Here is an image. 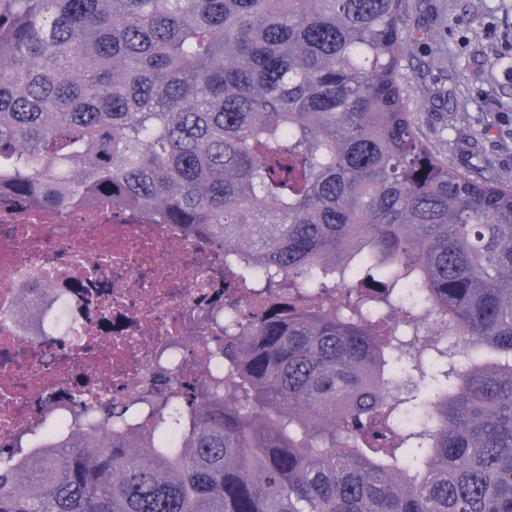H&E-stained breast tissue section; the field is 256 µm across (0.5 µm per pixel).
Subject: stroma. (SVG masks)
<instances>
[{
    "label": "stroma",
    "instance_id": "35a3bbf8",
    "mask_svg": "<svg viewBox=\"0 0 512 512\" xmlns=\"http://www.w3.org/2000/svg\"><path fill=\"white\" fill-rule=\"evenodd\" d=\"M408 109L442 158L512 182V0H409Z\"/></svg>",
    "mask_w": 512,
    "mask_h": 512
}]
</instances>
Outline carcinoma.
Returning <instances> with one entry per match:
<instances>
[{"instance_id": "carcinoma-1", "label": "carcinoma", "mask_w": 512, "mask_h": 512, "mask_svg": "<svg viewBox=\"0 0 512 512\" xmlns=\"http://www.w3.org/2000/svg\"><path fill=\"white\" fill-rule=\"evenodd\" d=\"M409 0H0V191L224 245L223 371L0 460V512H512V184L407 106ZM448 325L419 344L416 312Z\"/></svg>"}]
</instances>
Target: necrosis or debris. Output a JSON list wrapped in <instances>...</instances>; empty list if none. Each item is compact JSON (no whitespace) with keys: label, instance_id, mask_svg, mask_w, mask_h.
I'll list each match as a JSON object with an SVG mask.
<instances>
[{"label":"necrosis or debris","instance_id":"necrosis-or-debris-1","mask_svg":"<svg viewBox=\"0 0 512 512\" xmlns=\"http://www.w3.org/2000/svg\"><path fill=\"white\" fill-rule=\"evenodd\" d=\"M229 293L223 249L179 225L0 195V454L27 453L51 421L150 427L173 377L213 372Z\"/></svg>","mask_w":512,"mask_h":512}]
</instances>
